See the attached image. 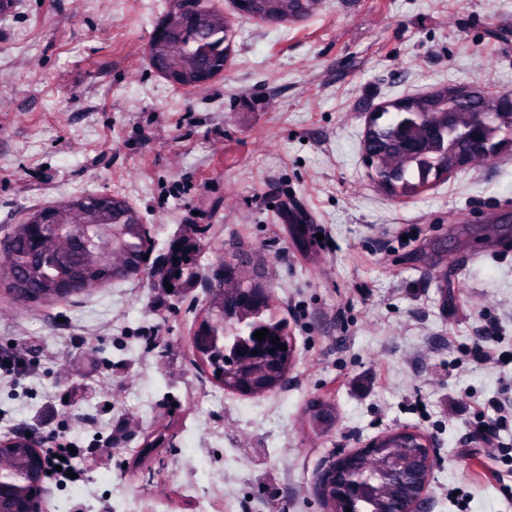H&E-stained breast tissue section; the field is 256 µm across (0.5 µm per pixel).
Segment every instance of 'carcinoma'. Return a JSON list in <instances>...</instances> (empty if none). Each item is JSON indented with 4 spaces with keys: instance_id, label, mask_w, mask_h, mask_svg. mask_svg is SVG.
<instances>
[{
    "instance_id": "obj_1",
    "label": "carcinoma",
    "mask_w": 512,
    "mask_h": 512,
    "mask_svg": "<svg viewBox=\"0 0 512 512\" xmlns=\"http://www.w3.org/2000/svg\"><path fill=\"white\" fill-rule=\"evenodd\" d=\"M321 0H262L265 8L261 17L269 23L286 14L304 18L313 14ZM216 8L206 6V0L197 4L193 14L175 15L181 39L176 47L178 54L195 58L201 63L214 65L227 60L232 51L234 29L229 20L201 31L196 16H212ZM502 92L484 91L483 99L471 107H462L448 96V85L430 92L406 95L389 100L379 109L367 114L362 131V162L371 180L395 199L417 197L431 187L448 181V170L465 169L477 157L489 161L502 153L512 151V109L502 105ZM489 112L493 119L476 126L477 112ZM40 222L23 220L10 227L8 265L27 289L29 303H53L61 300L55 289L65 276L60 268L44 256L42 239L50 231L53 220L52 207L32 209ZM110 233L93 239L82 251L77 272L83 277L103 282L112 280V272L104 258L111 251L137 254L141 250L142 234L137 224H127L125 219L111 217ZM206 229L177 239L180 250L166 257L164 266L152 273L134 274L129 280H147L149 285L173 286L182 293L194 287L198 272L204 268L202 260L209 255L205 241ZM260 249L239 242L219 259H229L233 266L224 281L210 285L212 301H224L230 289L239 291L265 283L259 272ZM266 329L269 334L259 341L254 333ZM282 336L290 343L287 320L276 313L271 304L261 307L239 306L219 310L211 305L195 322L189 337L190 348L201 357L202 370L231 393L242 394L250 383L251 373L264 368L266 341ZM278 371L267 381V390L281 387L291 366V350L277 354ZM164 433L156 431L143 437L141 447L144 467L154 476L166 468L164 459L153 455L156 448L165 447ZM8 446L0 462L9 466L22 465L32 451L26 436L14 435L6 439ZM380 455L372 460L363 458L367 481L363 497L357 502L359 512H379L384 507V486L379 474L385 465H393L406 457L405 447L396 440H389L379 449Z\"/></svg>"
}]
</instances>
